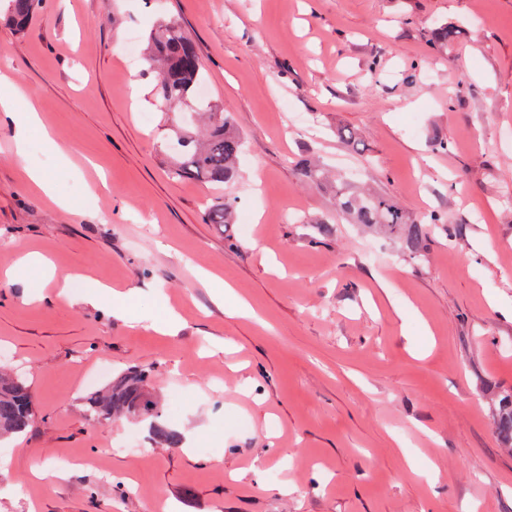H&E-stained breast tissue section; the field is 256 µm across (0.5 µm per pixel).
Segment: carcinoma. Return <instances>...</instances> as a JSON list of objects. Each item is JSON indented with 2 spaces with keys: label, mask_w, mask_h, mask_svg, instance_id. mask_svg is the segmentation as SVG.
Segmentation results:
<instances>
[{
  "label": "carcinoma",
  "mask_w": 512,
  "mask_h": 512,
  "mask_svg": "<svg viewBox=\"0 0 512 512\" xmlns=\"http://www.w3.org/2000/svg\"><path fill=\"white\" fill-rule=\"evenodd\" d=\"M3 2L7 21L19 30L28 25L40 4V0H0ZM459 30L446 23L432 29L431 45L437 51H445L454 41ZM150 60L158 66L157 94L162 103L172 106L182 104L198 96L199 86L206 76L199 63L192 40L181 26L172 20L163 21L148 35ZM196 111L202 113L208 129L202 141L175 134L171 144L172 166L170 175L181 180L194 179L222 188L238 174L237 166L242 151L240 137L233 131L229 113L197 102ZM336 212L349 218L353 224L384 225L396 233L406 223L405 214L398 203L383 195L356 193L347 180L336 179ZM235 214L234 203L218 198L208 206L204 214L207 224H231ZM447 218L431 213L425 222L408 226L406 245L410 258L423 257L422 244L432 226L444 224ZM88 416L109 422L114 417L129 416L149 425L153 439L167 448H179L183 437L177 431L161 423L162 409L153 392L149 374L135 370L109 383L105 391L87 401ZM34 422L31 399L23 375H0V440L28 431ZM499 434L512 441V397L508 410L498 418Z\"/></svg>",
  "instance_id": "1"
}]
</instances>
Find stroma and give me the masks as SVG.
Masks as SVG:
<instances>
[{
  "mask_svg": "<svg viewBox=\"0 0 512 512\" xmlns=\"http://www.w3.org/2000/svg\"><path fill=\"white\" fill-rule=\"evenodd\" d=\"M170 18L244 140L224 226L207 185L168 176L188 108L161 107L142 57ZM2 74L56 144L16 145L0 114V367L34 413L0 447V512H512V0H43L25 30L0 19ZM33 166L72 210L30 190ZM339 172L411 221L447 216L426 261L336 216ZM28 253L66 294L39 267L5 279ZM95 282L119 310L82 302ZM103 364L150 370L182 447L89 420ZM235 214L234 203L228 199L216 198L204 214L207 224H231Z\"/></svg>",
  "mask_w": 512,
  "mask_h": 512,
  "instance_id": "stroma-1",
  "label": "stroma"
}]
</instances>
